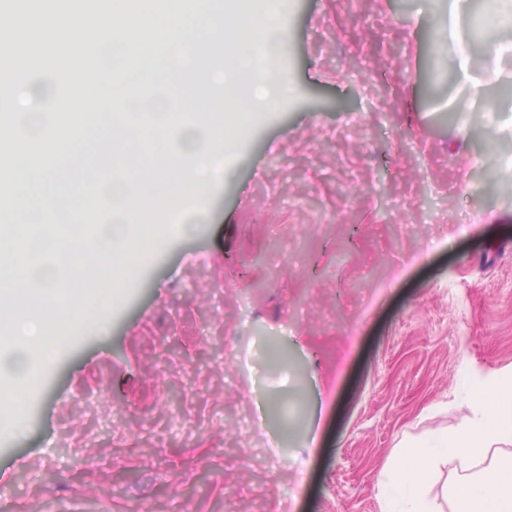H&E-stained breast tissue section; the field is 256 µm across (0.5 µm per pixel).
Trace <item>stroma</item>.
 Wrapping results in <instances>:
<instances>
[{
	"mask_svg": "<svg viewBox=\"0 0 512 512\" xmlns=\"http://www.w3.org/2000/svg\"><path fill=\"white\" fill-rule=\"evenodd\" d=\"M449 0H282L291 40L271 65L292 89L257 113L208 192L173 204L159 244L109 304L43 355L44 379L0 432V512H380L400 441L424 443L485 383L512 382V0L460 78L440 33ZM20 66L43 53L57 112L93 70L141 63L167 97L204 75L156 39L135 51H42L6 33ZM102 117L56 176L0 196L39 234L109 219ZM95 208H87V196Z\"/></svg>",
	"mask_w": 512,
	"mask_h": 512,
	"instance_id": "stroma-1",
	"label": "stroma"
}]
</instances>
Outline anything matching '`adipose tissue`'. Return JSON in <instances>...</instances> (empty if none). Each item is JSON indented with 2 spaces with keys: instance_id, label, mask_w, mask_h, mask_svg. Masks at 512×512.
I'll return each instance as SVG.
<instances>
[{
  "instance_id": "adipose-tissue-1",
  "label": "adipose tissue",
  "mask_w": 512,
  "mask_h": 512,
  "mask_svg": "<svg viewBox=\"0 0 512 512\" xmlns=\"http://www.w3.org/2000/svg\"><path fill=\"white\" fill-rule=\"evenodd\" d=\"M13 372L24 379L23 387L0 401V430H21L17 411L25 403L30 389L39 386L24 354H17ZM512 438V385L500 387L493 410L479 419L462 416L457 425L436 434L431 446L410 448L398 454L391 465L390 483H378L379 497H387L390 488L406 496L405 512H512V463L503 461L489 467L480 478L461 479L451 490L450 508L442 510L429 494V484L440 461L453 455L473 462H485L493 446Z\"/></svg>"
}]
</instances>
